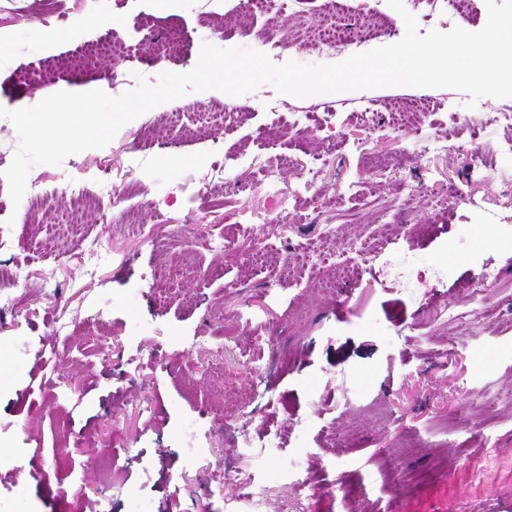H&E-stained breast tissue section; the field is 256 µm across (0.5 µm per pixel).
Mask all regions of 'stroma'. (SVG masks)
<instances>
[{
    "label": "stroma",
    "instance_id": "stroma-1",
    "mask_svg": "<svg viewBox=\"0 0 512 512\" xmlns=\"http://www.w3.org/2000/svg\"><path fill=\"white\" fill-rule=\"evenodd\" d=\"M404 5L420 32L458 24L448 0ZM145 16L181 29L176 51L84 65ZM240 23L238 0H0V106L156 83ZM398 99L434 110L400 126ZM511 107L196 92L32 167L51 209L13 204L0 176V292L28 272L0 309V512H512V129L495 120ZM146 133L161 149L137 151ZM419 138L439 150L403 161ZM105 179L133 196L41 246L74 209L59 184Z\"/></svg>",
    "mask_w": 512,
    "mask_h": 512
}]
</instances>
